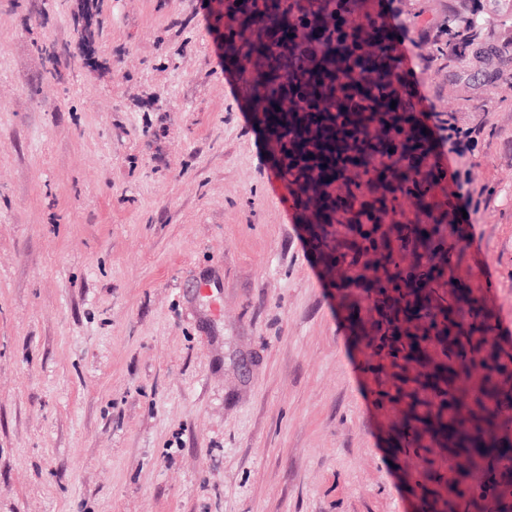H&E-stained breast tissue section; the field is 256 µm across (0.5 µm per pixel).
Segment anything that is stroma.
Masks as SVG:
<instances>
[{
    "label": "stroma",
    "instance_id": "35a3bbf8",
    "mask_svg": "<svg viewBox=\"0 0 512 512\" xmlns=\"http://www.w3.org/2000/svg\"><path fill=\"white\" fill-rule=\"evenodd\" d=\"M218 0H0V512H421ZM461 66L457 280L512 345V0ZM481 101L461 111L463 96Z\"/></svg>",
    "mask_w": 512,
    "mask_h": 512
}]
</instances>
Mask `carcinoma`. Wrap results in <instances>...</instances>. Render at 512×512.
I'll list each match as a JSON object with an SVG mask.
<instances>
[{
  "label": "carcinoma",
  "mask_w": 512,
  "mask_h": 512,
  "mask_svg": "<svg viewBox=\"0 0 512 512\" xmlns=\"http://www.w3.org/2000/svg\"><path fill=\"white\" fill-rule=\"evenodd\" d=\"M483 0L423 22L424 0H224V44L323 269L342 298L378 397L403 407L401 447L429 512H484L512 497V348L456 285L448 174L387 18L426 30V59L463 62L487 36ZM396 106H391V102ZM418 205L410 218L405 204ZM469 471L448 477L445 458Z\"/></svg>",
  "instance_id": "1"
}]
</instances>
